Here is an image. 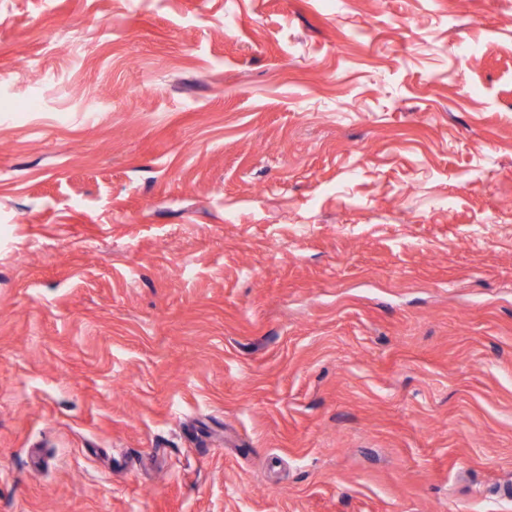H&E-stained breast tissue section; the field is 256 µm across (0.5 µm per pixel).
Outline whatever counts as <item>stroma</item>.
<instances>
[{
  "mask_svg": "<svg viewBox=\"0 0 512 512\" xmlns=\"http://www.w3.org/2000/svg\"><path fill=\"white\" fill-rule=\"evenodd\" d=\"M509 486L512 0H0V512Z\"/></svg>",
  "mask_w": 512,
  "mask_h": 512,
  "instance_id": "obj_1",
  "label": "stroma"
}]
</instances>
